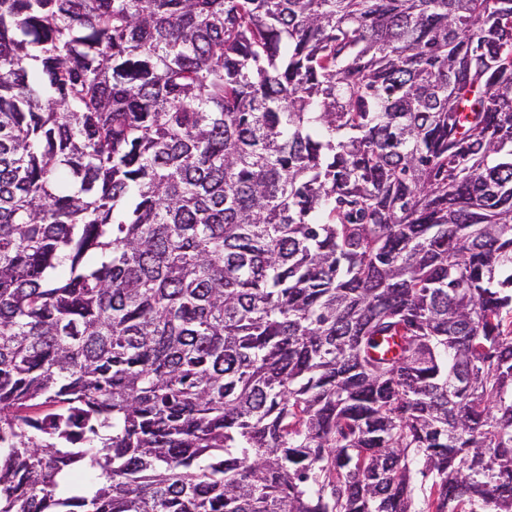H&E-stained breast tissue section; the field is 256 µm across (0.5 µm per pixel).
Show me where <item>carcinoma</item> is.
<instances>
[{
	"mask_svg": "<svg viewBox=\"0 0 512 512\" xmlns=\"http://www.w3.org/2000/svg\"><path fill=\"white\" fill-rule=\"evenodd\" d=\"M0 512H512V0H0Z\"/></svg>",
	"mask_w": 512,
	"mask_h": 512,
	"instance_id": "cac0c4a2",
	"label": "carcinoma"
}]
</instances>
